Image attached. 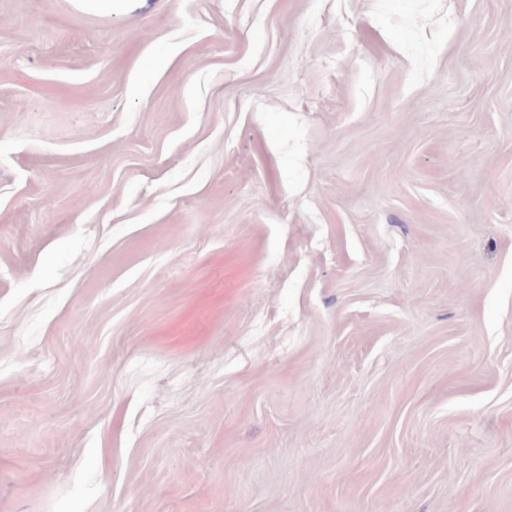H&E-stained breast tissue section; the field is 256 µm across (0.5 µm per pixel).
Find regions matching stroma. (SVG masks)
Segmentation results:
<instances>
[{
    "mask_svg": "<svg viewBox=\"0 0 512 512\" xmlns=\"http://www.w3.org/2000/svg\"><path fill=\"white\" fill-rule=\"evenodd\" d=\"M0 512H512V0H0ZM77 9L90 14L112 16L124 9L130 0H74Z\"/></svg>",
    "mask_w": 512,
    "mask_h": 512,
    "instance_id": "obj_1",
    "label": "stroma"
}]
</instances>
